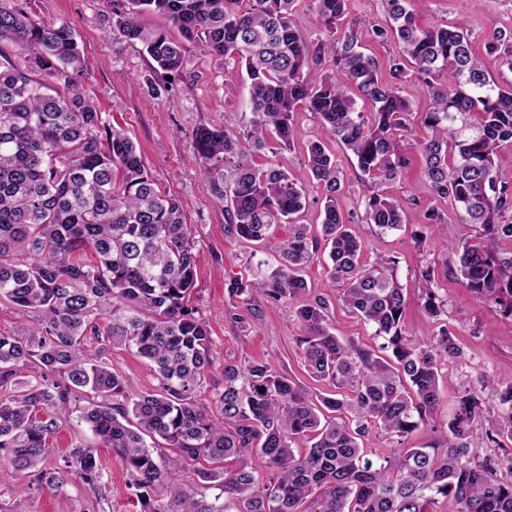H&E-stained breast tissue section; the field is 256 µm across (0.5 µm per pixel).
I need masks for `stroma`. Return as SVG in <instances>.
Here are the masks:
<instances>
[{
    "label": "stroma",
    "instance_id": "35a3bbf8",
    "mask_svg": "<svg viewBox=\"0 0 512 512\" xmlns=\"http://www.w3.org/2000/svg\"><path fill=\"white\" fill-rule=\"evenodd\" d=\"M27 2L33 15L63 21L73 28L85 59L83 84L103 119L133 139L159 190L180 199L201 254L191 304L207 321L219 360H268L304 389L326 391V384L311 379L304 369V352L297 343L298 308L315 297L326 298L336 335L363 346L377 345L372 328L338 303V289L329 278L328 260L323 255L305 269L307 290L295 299L273 305L261 296L229 297L228 284L249 277L265 252L288 238L291 227L273 225L266 242L260 244L237 239L227 231L223 205L194 172L191 143L195 129L223 124L225 113L247 111L249 85L244 75L196 42L188 44L186 69L175 78L170 91L156 92L161 79L153 73L152 62L141 45L112 37V0ZM384 21L383 0H351L343 19L344 27L359 29L366 53L383 65L397 53L394 42H381L372 35V26ZM418 21L425 28L435 23L463 25L474 51L482 55L492 32L512 36V0H421ZM294 125L296 138L291 149L277 155L265 150L255 154L254 161L260 166L278 159L287 163L291 179L308 198L302 221L311 235L317 236L321 233L319 207L324 191L308 170L305 155L309 142L320 138L321 128L315 116L303 109L295 112ZM330 150L347 180L339 198L344 220L362 240L365 259L379 255L397 260L407 299L403 332L411 341H425L436 332L437 324L421 305L415 273L420 267H438L452 260L454 246L474 238L475 230L455 212L448 215L447 233L427 230L425 212L430 194L421 177L423 162L413 151L409 168L386 187L389 195L403 202L405 223L394 233H378L364 219L366 188L357 177L354 158L338 145H331ZM439 285L460 354L442 365L437 411L406 438L369 427L362 443L367 454L386 456L435 442L461 392L476 387L482 376L512 377V318L502 316L496 307L475 302L454 280L443 279ZM252 307L257 310L253 316L248 313ZM86 347L93 353L102 352L104 361L125 379L130 394L156 388L149 362L135 350H103L92 340ZM99 458L105 474L104 485L96 492L78 483L57 491L36 488L22 475L0 477V512H141L121 460L105 448L100 449Z\"/></svg>",
    "mask_w": 512,
    "mask_h": 512
}]
</instances>
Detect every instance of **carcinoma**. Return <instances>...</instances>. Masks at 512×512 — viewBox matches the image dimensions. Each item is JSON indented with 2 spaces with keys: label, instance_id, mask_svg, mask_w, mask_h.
Here are the masks:
<instances>
[{
  "label": "carcinoma",
  "instance_id": "carcinoma-1",
  "mask_svg": "<svg viewBox=\"0 0 512 512\" xmlns=\"http://www.w3.org/2000/svg\"><path fill=\"white\" fill-rule=\"evenodd\" d=\"M112 38L139 42L154 71L176 77L186 44L201 42L250 81L247 123L237 114L202 125L192 140L195 172L214 198L227 203L228 232L262 242L274 224L293 225L276 248V265L257 263L249 288L276 304L306 292L303 267L328 251L339 302L374 330L375 349L333 332L329 303L300 307L304 365L334 390L313 397L264 361L224 363L215 419L194 400L217 363L206 322L189 307L200 255L181 202L156 188L133 140L102 120L82 86L84 58L73 29L45 22L26 0H0V299L32 313L26 336L0 335V472L25 474L37 487L61 489L75 480L103 485L98 449L126 465L128 486L143 512H434L450 499L456 512H512V451L481 461L471 455L472 424L495 397L510 412L489 441L512 442V380L483 378L456 402L442 439L401 454L370 458L359 440L374 425L406 437L434 415L440 360L460 354L444 320L436 267L419 271L420 300L438 331L413 343L402 331L406 307L398 261H362L363 244L344 222L342 169L326 145H342L368 189L365 219L385 234L404 223L402 201L384 186L409 165L401 143L409 132V100L399 83L406 67L431 100L421 124L428 135L412 148L425 159L435 201L450 203L477 228L456 247L458 261L443 277L460 282L481 304L512 317V184L497 177L505 142L512 143V87L499 86L490 66L512 70V46L494 31L487 56H477L467 30L421 28L416 0H385L386 24L372 27L401 53L390 78L362 52L360 36L339 30L349 0H315L323 38L315 55L292 23L294 0H115ZM155 13L176 29H148L139 16ZM332 55L336 74L314 64ZM450 73L453 83L442 78ZM363 102L358 107L357 101ZM316 116L323 138L307 146V166L324 186L321 238L297 223L304 191L284 163L256 167L247 147L294 143L293 113ZM92 252L93 259L86 258ZM100 342L91 356L85 340ZM128 346L147 359L157 388L131 396L125 379L100 362L105 347ZM86 396L81 419L97 445L75 446L47 465L53 438ZM221 490L198 498L177 472L157 460L156 439ZM271 476L258 482L256 468Z\"/></svg>",
  "mask_w": 512,
  "mask_h": 512
}]
</instances>
